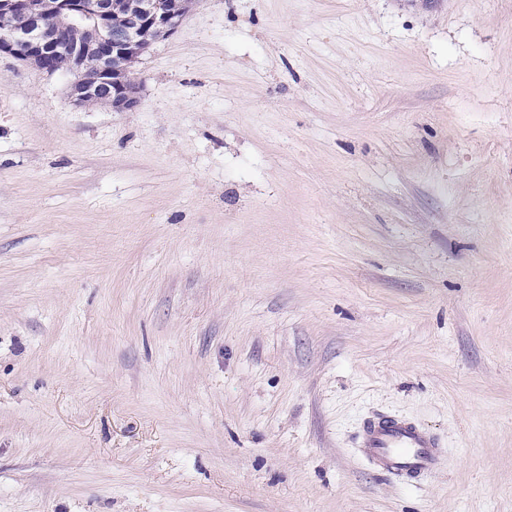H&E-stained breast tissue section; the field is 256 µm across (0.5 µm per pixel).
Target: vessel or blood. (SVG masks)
Returning <instances> with one entry per match:
<instances>
[{
  "label": "vessel or blood",
  "mask_w": 512,
  "mask_h": 512,
  "mask_svg": "<svg viewBox=\"0 0 512 512\" xmlns=\"http://www.w3.org/2000/svg\"><path fill=\"white\" fill-rule=\"evenodd\" d=\"M356 446L369 467L407 481L433 473L443 460L442 443L436 434L391 413L367 418L356 437Z\"/></svg>",
  "instance_id": "vessel-or-blood-1"
}]
</instances>
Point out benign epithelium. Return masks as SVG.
Instances as JSON below:
<instances>
[{
	"instance_id": "benign-epithelium-1",
	"label": "benign epithelium",
	"mask_w": 512,
	"mask_h": 512,
	"mask_svg": "<svg viewBox=\"0 0 512 512\" xmlns=\"http://www.w3.org/2000/svg\"><path fill=\"white\" fill-rule=\"evenodd\" d=\"M198 0H0V56L74 76L79 107L132 112L141 102L135 66L175 34Z\"/></svg>"
}]
</instances>
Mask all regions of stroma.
I'll list each match as a JSON object with an SVG mask.
<instances>
[{"label":"stroma","mask_w":512,"mask_h":512,"mask_svg":"<svg viewBox=\"0 0 512 512\" xmlns=\"http://www.w3.org/2000/svg\"><path fill=\"white\" fill-rule=\"evenodd\" d=\"M137 75L0 57V512H512V0H200ZM356 446L369 467L407 481L433 473L443 460L442 443L436 434L391 413L367 418L356 437Z\"/></svg>","instance_id":"35a3bbf8"}]
</instances>
